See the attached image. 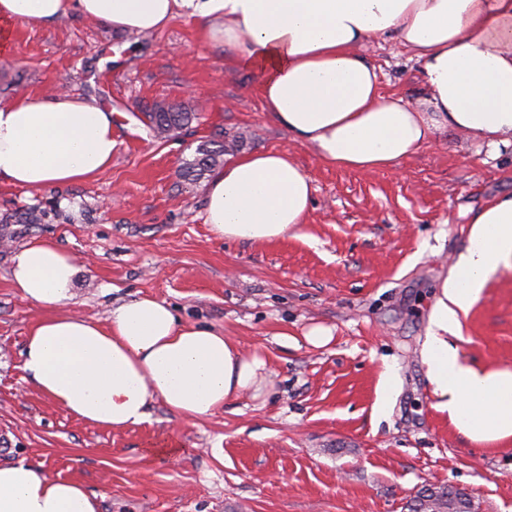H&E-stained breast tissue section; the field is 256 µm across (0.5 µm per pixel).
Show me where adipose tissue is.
Listing matches in <instances>:
<instances>
[{
    "label": "adipose tissue",
    "mask_w": 512,
    "mask_h": 512,
    "mask_svg": "<svg viewBox=\"0 0 512 512\" xmlns=\"http://www.w3.org/2000/svg\"><path fill=\"white\" fill-rule=\"evenodd\" d=\"M73 12L128 33L178 15L198 21L207 42L259 73L266 110L328 166L393 170L447 131L493 150L512 135V0H0V37L14 24L50 25ZM387 36L413 50L425 106L382 92L361 49ZM114 146L111 112L68 93L0 105V182L84 180L111 163ZM310 203L311 178L287 153L242 154L214 172L206 222L218 236L269 243L304 223ZM502 265L512 266V196L473 218L422 351L437 410L477 443L512 437V372L465 363L448 335ZM77 272L74 257L48 241L13 258L12 286L38 310L22 369L73 417L121 430L146 422L160 402L191 422L265 388L262 357L164 302L136 298L102 322L76 313ZM0 512H101V500L81 480L17 460L0 463Z\"/></svg>",
    "instance_id": "obj_1"
}]
</instances>
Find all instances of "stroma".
Returning a JSON list of instances; mask_svg holds the SVG:
<instances>
[{
  "mask_svg": "<svg viewBox=\"0 0 512 512\" xmlns=\"http://www.w3.org/2000/svg\"><path fill=\"white\" fill-rule=\"evenodd\" d=\"M364 55L383 92L424 103L409 49L380 39ZM259 81L192 19L141 35L75 13L16 26L0 52V104L65 85L111 111L115 148L85 181L0 183V462L82 480L104 512H406L422 488L440 484L468 491L474 512H512V437L478 444L459 432L436 410L422 361L430 311L472 217L512 194V144L491 155L446 133L396 172L331 168L265 110ZM156 103L196 118L157 139L142 115ZM219 138L237 141L240 154L288 153L309 174L306 221L287 238L251 244L210 231L206 183L182 163ZM38 240L76 258L79 313L102 322L122 302L164 301L260 355L264 392L188 423L159 402L124 430L68 415L21 368L35 309L11 272L16 252ZM317 325L332 333L322 347L305 339ZM458 334L467 362L512 372V266L461 314ZM389 366L398 387L380 416ZM170 438L178 454L159 451Z\"/></svg>",
  "mask_w": 512,
  "mask_h": 512,
  "instance_id": "stroma-1",
  "label": "stroma"
}]
</instances>
